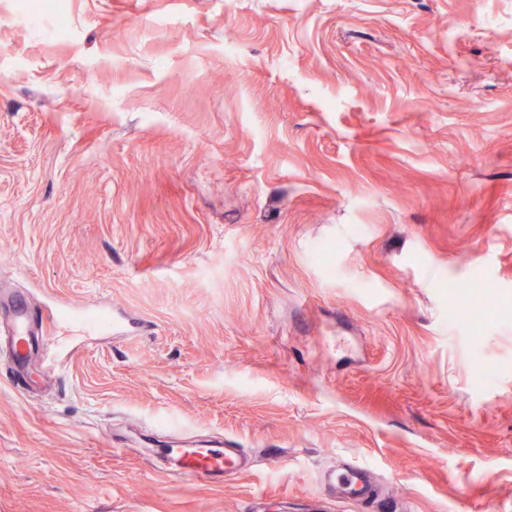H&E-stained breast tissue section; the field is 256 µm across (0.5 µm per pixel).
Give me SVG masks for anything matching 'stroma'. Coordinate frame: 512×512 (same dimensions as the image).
I'll return each mask as SVG.
<instances>
[{
    "label": "stroma",
    "instance_id": "obj_1",
    "mask_svg": "<svg viewBox=\"0 0 512 512\" xmlns=\"http://www.w3.org/2000/svg\"><path fill=\"white\" fill-rule=\"evenodd\" d=\"M61 4L0 0V290L150 328L0 355V512H512V0ZM236 445L235 441L224 439L217 443L203 442L199 445L201 448H184V445L173 448L172 445V448H160L158 454L173 460V465L165 469L173 476L222 483L250 470L247 465L250 457ZM330 481L336 482L347 488V496L350 499L367 502L378 507L375 486L371 480L367 468L361 465H352L345 471L336 475L333 470L321 472L318 476V483L326 487Z\"/></svg>",
    "mask_w": 512,
    "mask_h": 512
}]
</instances>
